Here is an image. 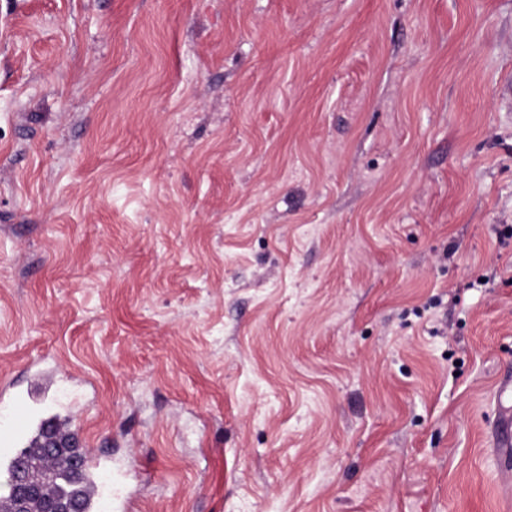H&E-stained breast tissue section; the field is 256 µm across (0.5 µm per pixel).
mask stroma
<instances>
[{"label":"stroma","mask_w":512,"mask_h":512,"mask_svg":"<svg viewBox=\"0 0 512 512\" xmlns=\"http://www.w3.org/2000/svg\"><path fill=\"white\" fill-rule=\"evenodd\" d=\"M512 0H0V393L127 512H512Z\"/></svg>","instance_id":"obj_1"}]
</instances>
